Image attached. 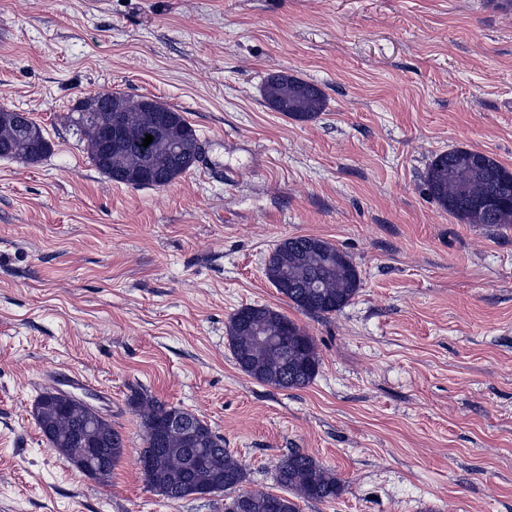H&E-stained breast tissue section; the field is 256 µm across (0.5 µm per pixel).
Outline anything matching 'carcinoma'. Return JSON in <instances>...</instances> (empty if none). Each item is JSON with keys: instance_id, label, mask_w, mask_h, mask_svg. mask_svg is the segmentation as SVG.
Listing matches in <instances>:
<instances>
[{"instance_id": "carcinoma-1", "label": "carcinoma", "mask_w": 512, "mask_h": 512, "mask_svg": "<svg viewBox=\"0 0 512 512\" xmlns=\"http://www.w3.org/2000/svg\"><path fill=\"white\" fill-rule=\"evenodd\" d=\"M99 118L117 113L133 132L125 138L112 164L104 161L98 128L81 122L88 106L81 99L69 116L85 143L91 164L108 179L133 187L161 188L189 171L202 158L196 131L182 114L167 104L120 92L95 93ZM266 106L298 121H311L326 109V97L316 84L286 71L269 74L262 86ZM0 158L41 162L51 152L43 130L23 112L1 107ZM153 136L146 150L142 139ZM429 197L465 224L512 225V171L495 158L463 147L432 157L424 175ZM267 280L289 303L310 316L336 313L358 293L359 273L349 257L320 238L299 235L282 240L266 262ZM227 335L240 369L255 380L276 388H304L313 382L319 356L312 336L287 315L265 305H246L229 318ZM48 390L35 400L33 416L49 447L68 461L76 451L74 438L90 433L101 438L99 456L108 464L100 477L106 483L124 451L122 435L107 420L93 416L79 403L66 404ZM130 405L144 427L143 464L148 489L171 501L195 495L196 488L212 486L228 494L224 512L240 497L246 512H297L295 500L332 501L342 493L336 474L299 450L290 452L276 468L274 480L291 497L263 489L243 488L244 466L226 448L224 440L198 416L145 394L133 395ZM194 424L197 434L187 442L167 427L171 416Z\"/></svg>"}]
</instances>
